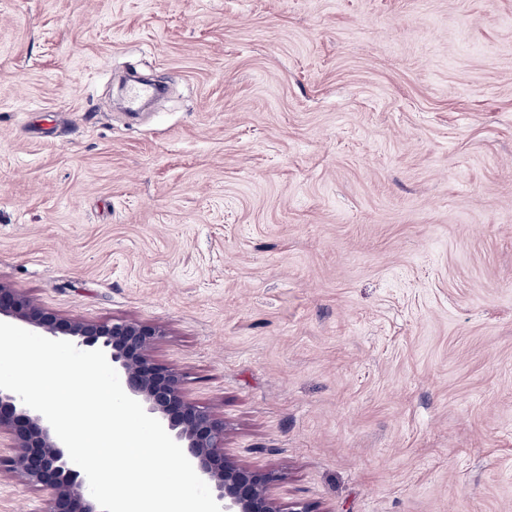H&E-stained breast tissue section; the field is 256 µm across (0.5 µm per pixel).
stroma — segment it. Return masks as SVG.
<instances>
[{
  "label": "stroma",
  "instance_id": "35a3bbf8",
  "mask_svg": "<svg viewBox=\"0 0 512 512\" xmlns=\"http://www.w3.org/2000/svg\"><path fill=\"white\" fill-rule=\"evenodd\" d=\"M0 280L162 326L283 504L512 512V0H0Z\"/></svg>",
  "mask_w": 512,
  "mask_h": 512
}]
</instances>
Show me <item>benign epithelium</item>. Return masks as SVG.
Instances as JSON below:
<instances>
[{
    "label": "benign epithelium",
    "instance_id": "benign-epithelium-1",
    "mask_svg": "<svg viewBox=\"0 0 512 512\" xmlns=\"http://www.w3.org/2000/svg\"><path fill=\"white\" fill-rule=\"evenodd\" d=\"M43 336L63 337L84 351L101 350L127 394L159 420L209 486L221 512H311L302 502L283 505L273 493L275 473L241 463L224 449V419L190 400L182 375L157 362L152 350L166 335L159 325L114 319L66 318L0 282V317ZM0 474L46 494V512H101L87 477L70 460L46 418L13 392L0 389Z\"/></svg>",
    "mask_w": 512,
    "mask_h": 512
}]
</instances>
